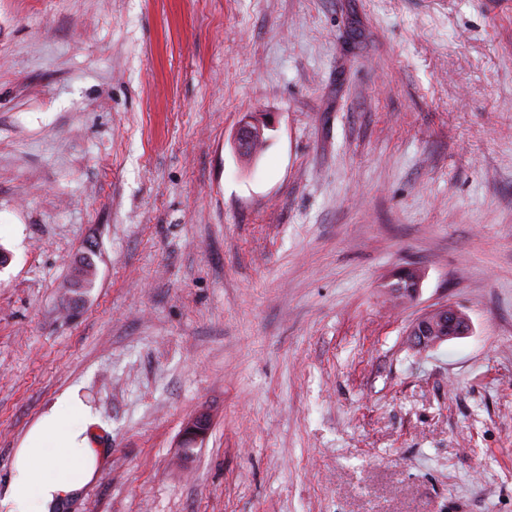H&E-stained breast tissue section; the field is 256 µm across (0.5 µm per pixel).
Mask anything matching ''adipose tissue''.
<instances>
[{
    "instance_id": "adipose-tissue-1",
    "label": "adipose tissue",
    "mask_w": 512,
    "mask_h": 512,
    "mask_svg": "<svg viewBox=\"0 0 512 512\" xmlns=\"http://www.w3.org/2000/svg\"><path fill=\"white\" fill-rule=\"evenodd\" d=\"M78 393L62 392L16 448L0 512H62L96 478L102 454L91 437L100 420Z\"/></svg>"
}]
</instances>
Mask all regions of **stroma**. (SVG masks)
Masks as SVG:
<instances>
[{
  "label": "stroma",
  "mask_w": 512,
  "mask_h": 512,
  "mask_svg": "<svg viewBox=\"0 0 512 512\" xmlns=\"http://www.w3.org/2000/svg\"><path fill=\"white\" fill-rule=\"evenodd\" d=\"M0 247V491L76 385L66 512H512V0H0ZM264 128V124L251 118L241 121L235 136V149L239 156L250 158L255 154L253 147L264 139ZM98 276L97 265L89 254H83L75 262L69 285L74 295H83L94 288ZM421 275L415 269L400 271L393 280L386 284L389 292L396 298L411 299L420 287ZM459 316L458 310L448 304L429 310L414 323L413 335L411 336L410 334L413 345L420 350H426L437 347L441 342L467 336L471 330L470 321L468 319H465V321L456 328V334L453 336H432L433 334L430 329L435 321L454 328L458 322ZM210 430V420L204 414H199L186 422L180 437L181 448H194L206 439Z\"/></svg>",
  "instance_id": "35a3bbf8"
}]
</instances>
